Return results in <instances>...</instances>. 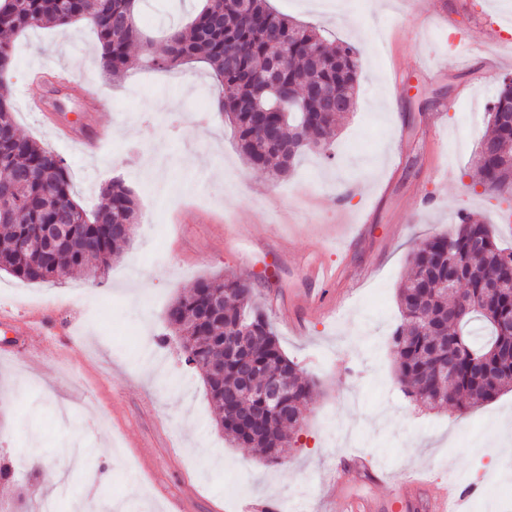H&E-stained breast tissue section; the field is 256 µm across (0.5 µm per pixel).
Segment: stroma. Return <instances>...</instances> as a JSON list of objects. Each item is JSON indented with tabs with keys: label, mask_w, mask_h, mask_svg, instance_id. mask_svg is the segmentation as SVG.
Segmentation results:
<instances>
[{
	"label": "stroma",
	"mask_w": 512,
	"mask_h": 512,
	"mask_svg": "<svg viewBox=\"0 0 512 512\" xmlns=\"http://www.w3.org/2000/svg\"><path fill=\"white\" fill-rule=\"evenodd\" d=\"M290 17L319 24L359 51L356 105L337 130L335 160L307 153L275 181L249 168L232 127L217 113L200 118L209 67L134 69L118 82L101 76L90 23L36 28L14 39L6 78L21 132L60 155L88 209L99 187L122 180L137 198L132 240L103 283L76 270L31 284L0 272V307L18 319L0 324V458L15 478L0 504L51 498L57 512H169L156 493L193 499L194 512H241L276 498L279 512H333L331 470L349 454L385 474L424 470L438 480L470 481L494 465L492 449L469 444L512 417V391L463 412L428 410L394 380L388 339L401 314L397 293L411 252L469 213L512 247V200L472 186L471 167L502 78L512 77V47L488 43L484 19L512 11V0H345L322 17L315 0H271ZM197 0H141L137 21L162 42L190 22ZM468 36L496 56L494 70L455 54ZM46 103L44 112L34 100ZM442 112L438 135L429 118ZM101 127L110 141L89 152L59 139ZM372 221L352 243L333 292L341 306L290 331L275 301L308 291L302 275L329 237L343 240L365 211ZM294 264L280 266L276 244ZM249 281L281 349L315 384L305 421L281 460L232 446L214 426L201 375L186 363L167 310L199 279ZM148 455L153 475L138 469Z\"/></svg>",
	"instance_id": "1"
}]
</instances>
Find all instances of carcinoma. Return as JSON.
<instances>
[{"mask_svg":"<svg viewBox=\"0 0 512 512\" xmlns=\"http://www.w3.org/2000/svg\"><path fill=\"white\" fill-rule=\"evenodd\" d=\"M140 0H0V70L13 67L12 36L44 26L66 29L87 20L100 45L99 68L118 80L135 62L172 70L200 58L212 69L214 109L228 119L247 165L272 178L288 175L306 151H324L343 114L352 110L359 78L358 51L324 37L317 26L288 18L268 0H204L183 29L167 33L158 55L137 24ZM279 66L278 86L266 81ZM326 87L341 103L327 107L312 90ZM11 96L0 101V271L29 283L60 279L95 262L106 273L129 242L137 202L122 181L100 189L91 211L73 197L65 160L23 135ZM490 129L473 161L472 183L512 196V80L503 79L490 107ZM70 229L52 245L43 242L48 224ZM457 282L445 286L448 264ZM411 276L399 287L402 324L390 340L395 376L420 406L462 411L494 400L512 387V251L501 248L489 226L469 215L445 234L422 242L410 255ZM489 280L502 289L489 291ZM442 333L428 335L421 313ZM168 321L185 343L217 412L216 425L232 442L278 459L293 429L254 397L231 400L243 367L253 378L288 380V419L302 413L314 381L280 349L274 329L240 278H202L168 310ZM242 324L238 351L224 350V327ZM452 372L442 376L438 364Z\"/></svg>","mask_w":512,"mask_h":512,"instance_id":"carcinoma-1","label":"carcinoma"}]
</instances>
